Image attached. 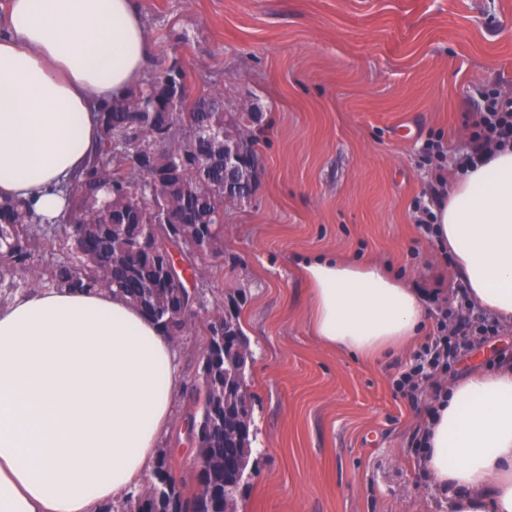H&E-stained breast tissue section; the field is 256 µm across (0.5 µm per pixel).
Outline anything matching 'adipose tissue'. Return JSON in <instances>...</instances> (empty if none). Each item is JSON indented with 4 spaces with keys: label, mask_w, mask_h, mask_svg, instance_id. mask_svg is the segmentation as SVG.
Masks as SVG:
<instances>
[{
    "label": "adipose tissue",
    "mask_w": 512,
    "mask_h": 512,
    "mask_svg": "<svg viewBox=\"0 0 512 512\" xmlns=\"http://www.w3.org/2000/svg\"><path fill=\"white\" fill-rule=\"evenodd\" d=\"M151 62L137 0H8L0 22V201L40 223L99 145L98 113ZM436 241L475 308L512 323V146L456 171ZM301 275L323 345L373 362L412 345L423 295L374 262ZM180 388L173 339L123 296L42 288L0 307V512H98L151 472ZM420 466L444 512H512V364L451 383Z\"/></svg>",
    "instance_id": "1"
}]
</instances>
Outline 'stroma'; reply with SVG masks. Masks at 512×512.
<instances>
[{
	"instance_id": "stroma-1",
	"label": "stroma",
	"mask_w": 512,
	"mask_h": 512,
	"mask_svg": "<svg viewBox=\"0 0 512 512\" xmlns=\"http://www.w3.org/2000/svg\"><path fill=\"white\" fill-rule=\"evenodd\" d=\"M152 60L249 101L256 190L224 207L207 310L236 296L253 363L254 452L238 512H442L413 437L430 406L394 391L413 357L377 363L320 345L302 259L378 260L450 295L451 261L413 205L470 144L484 93L512 95V0H138ZM441 140L443 160L424 161ZM175 405L159 446L196 460Z\"/></svg>"
}]
</instances>
